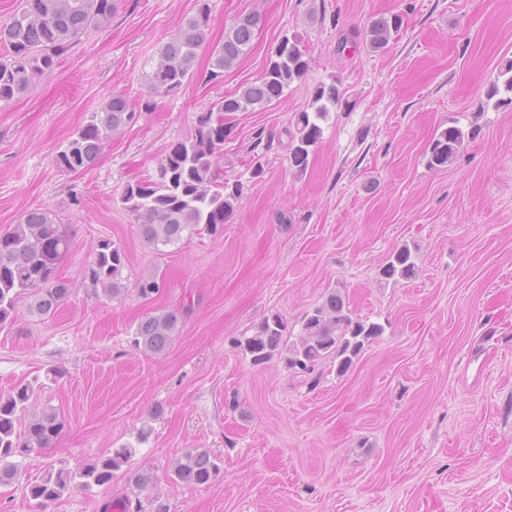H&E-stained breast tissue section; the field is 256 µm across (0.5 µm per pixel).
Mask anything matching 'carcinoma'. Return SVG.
Here are the masks:
<instances>
[{
    "label": "carcinoma",
    "instance_id": "1",
    "mask_svg": "<svg viewBox=\"0 0 512 512\" xmlns=\"http://www.w3.org/2000/svg\"><path fill=\"white\" fill-rule=\"evenodd\" d=\"M116 0H23L22 8L9 22L0 26V45L6 55L0 58V104H9L26 92L40 77L51 72L59 58L77 45L83 35L110 22ZM210 0H197L195 13L158 52V62L146 74L150 93L163 96L179 90L194 74L199 49L210 42ZM263 16L251 12L239 17L224 31V40L211 49L209 80L219 81L224 70L234 67L252 44ZM403 19L395 14L374 21L364 39L373 50L384 49L402 28ZM311 59L301 48L297 35L283 36L272 52L262 76L240 87L201 113L195 137L175 143L162 158L156 178L129 183L121 202L134 219L141 237L156 252L179 245L184 238L203 229L212 235L224 231L225 220L240 199L243 184L221 182L215 173V159L224 148L228 128L224 116L253 112L284 96L288 87L309 72ZM500 75L503 85L493 84L487 98L495 104H512V59L505 61ZM508 97H499L500 92ZM348 104L337 82L320 83L312 95L311 111L294 115L285 134L288 137V162L296 172L308 166L310 153L323 138L325 121L331 109ZM136 116L129 101L114 94L90 122L74 132L57 161L68 172L90 168L108 138L129 125ZM481 128L468 130L450 126L435 135L429 148L428 167L439 170L451 165L465 144L476 139ZM273 140L260 129L254 133L251 149L262 158L272 149ZM70 249V235L49 209L27 212L13 229L0 234V325L12 318L18 298H31L30 309L40 316L51 314L68 295L67 283L57 274L58 265ZM125 252L105 239L97 246L86 278L93 289L113 298L125 293L123 269ZM385 280H410L417 273L411 251L394 252L380 269ZM163 288V280L154 274L143 275L133 291L151 299ZM184 312L168 310L148 315L132 333L133 346L159 353L171 343ZM378 323L354 317L345 297L333 290L325 299L307 310L301 332L291 342L286 326L277 314L265 317L253 334L238 340L243 354L252 364L269 362L288 353V363L312 372L315 366L330 360L339 374L346 373L354 358L369 340L383 334ZM35 393L32 382L17 385L0 395V487L13 484L18 471L9 458L33 448H44L59 433L63 421L52 407L30 411ZM136 454L125 444L109 454L92 459L77 470L60 468L27 485L28 495L41 503L54 501L73 488L89 489L112 483L115 472ZM220 472L215 457L207 450L190 448L175 462L171 478L187 485L209 483Z\"/></svg>",
    "mask_w": 512,
    "mask_h": 512
}]
</instances>
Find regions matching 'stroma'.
<instances>
[{"mask_svg":"<svg viewBox=\"0 0 512 512\" xmlns=\"http://www.w3.org/2000/svg\"><path fill=\"white\" fill-rule=\"evenodd\" d=\"M209 37L243 14L265 22L241 62L208 79L209 51L172 94L150 98L146 75L196 0H118L111 22L84 35L53 71L0 107V232L30 210L54 211L71 236L59 265L70 292L54 315L21 298L0 326V394L63 369L34 409L64 427L45 448L14 457L0 512H512V106L487 91L512 58V0H211ZM400 13L388 49L359 37ZM298 35L307 76L255 112L225 117L216 168L243 194L222 235L198 231L155 254L121 203L124 187L156 175L175 142L194 137L203 108L258 79L283 35ZM338 80L352 101L330 112L304 172L288 163L283 131L314 87ZM137 110L83 172L61 170L64 140L112 95ZM152 110H145L146 101ZM482 127L454 163L427 165L448 127ZM275 136L255 158V131ZM261 177H252L255 164ZM124 249L123 275L153 273V300L114 299L85 278L99 241ZM414 279L381 278L401 249ZM356 317L381 324L345 374L314 373L286 356L255 366L237 342L278 314L299 335L303 314L331 290ZM186 308L163 353L131 332L158 310ZM146 441H139L140 431ZM137 448L111 486L38 503L28 483ZM204 448L220 473L204 485L170 480L185 449ZM132 469L149 471L145 491Z\"/></svg>","mask_w":512,"mask_h":512,"instance_id":"stroma-1","label":"stroma"}]
</instances>
